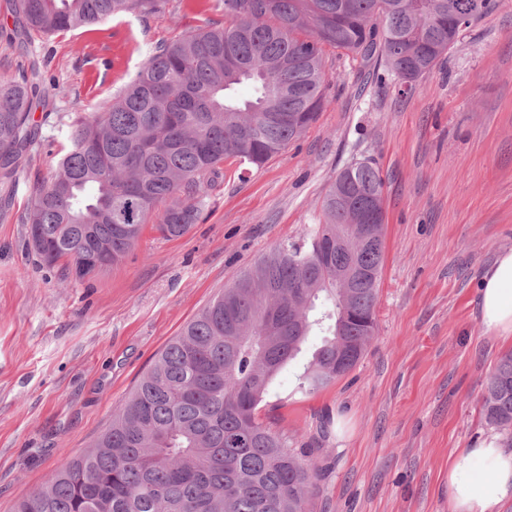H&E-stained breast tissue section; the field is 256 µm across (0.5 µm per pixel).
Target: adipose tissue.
I'll return each mask as SVG.
<instances>
[{"instance_id": "1", "label": "adipose tissue", "mask_w": 512, "mask_h": 512, "mask_svg": "<svg viewBox=\"0 0 512 512\" xmlns=\"http://www.w3.org/2000/svg\"><path fill=\"white\" fill-rule=\"evenodd\" d=\"M479 318L488 332L512 339V250L483 273ZM448 500L450 512H498L512 500V450L495 436L457 449L448 465Z\"/></svg>"}]
</instances>
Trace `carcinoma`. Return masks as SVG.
Returning a JSON list of instances; mask_svg holds the SVG:
<instances>
[{
    "mask_svg": "<svg viewBox=\"0 0 512 512\" xmlns=\"http://www.w3.org/2000/svg\"><path fill=\"white\" fill-rule=\"evenodd\" d=\"M168 0H12L23 43ZM232 22L156 49L112 103L73 124L59 171L32 195L30 245L76 283L119 263L146 218L180 237L206 205L228 159L260 167L300 137L325 106L324 53L380 56L414 82L448 53V17L494 0H220ZM248 85V98L238 95ZM288 87V94L281 88ZM37 86L0 76V177L38 144ZM384 181L369 161L342 169L322 203L323 222L261 254L157 354L112 421L13 512H312L313 450L297 448L259 415L278 372L318 328L327 332L299 378L314 394L351 372L376 328L383 244L336 250L366 211L384 222ZM354 266L349 296L336 270ZM327 304L320 316L316 302ZM488 425L512 447V352L482 398Z\"/></svg>",
    "mask_w": 512,
    "mask_h": 512,
    "instance_id": "carcinoma-1",
    "label": "carcinoma"
}]
</instances>
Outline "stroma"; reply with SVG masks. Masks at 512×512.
<instances>
[{
  "label": "stroma",
  "mask_w": 512,
  "mask_h": 512,
  "mask_svg": "<svg viewBox=\"0 0 512 512\" xmlns=\"http://www.w3.org/2000/svg\"><path fill=\"white\" fill-rule=\"evenodd\" d=\"M225 21L219 0H168L22 47L0 0V73L41 61L49 114L0 212V512L91 446L237 273L320 223L337 173L356 161L385 181L375 333L355 369L305 395L299 378L324 338L313 330L261 417L314 449L315 512H449L451 455L496 433L481 396L512 342L485 331L479 301L483 271L512 249V0L409 87L376 59L326 51L316 122L260 168L224 161L188 234L164 237L150 215L135 248L83 284L30 251L23 216L69 151L72 124L110 103L157 47Z\"/></svg>",
  "instance_id": "obj_1"
}]
</instances>
